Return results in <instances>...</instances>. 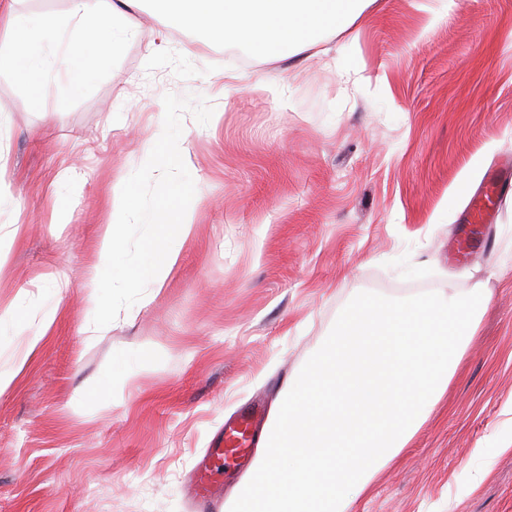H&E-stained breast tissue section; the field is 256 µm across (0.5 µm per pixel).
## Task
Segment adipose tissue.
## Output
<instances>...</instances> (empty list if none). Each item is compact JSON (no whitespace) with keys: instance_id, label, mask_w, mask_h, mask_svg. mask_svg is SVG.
<instances>
[{"instance_id":"ef3b65f1","label":"adipose tissue","mask_w":512,"mask_h":512,"mask_svg":"<svg viewBox=\"0 0 512 512\" xmlns=\"http://www.w3.org/2000/svg\"><path fill=\"white\" fill-rule=\"evenodd\" d=\"M142 0H69L62 18L24 10L20 0H0V70L10 71L31 101H38L46 81L65 69L70 84H84L112 58L138 39L140 25L130 15ZM159 22L176 19L204 40L224 43L242 39L259 48H284L290 56L312 51L326 30L346 31L361 20L376 0H150ZM133 202L124 182L112 187L111 218L101 235L94 271L82 290L85 315L102 320L115 285L148 278L162 289L178 266L183 245L195 232V212L183 210L176 223L160 214L143 212L147 240L158 255L143 256L137 268L119 263L124 217ZM55 310H47L38 331L28 336L12 364L0 369V395L10 390L27 369L53 325Z\"/></svg>"}]
</instances>
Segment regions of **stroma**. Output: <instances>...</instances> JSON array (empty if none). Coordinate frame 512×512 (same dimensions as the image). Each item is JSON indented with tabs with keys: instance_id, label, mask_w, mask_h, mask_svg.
Wrapping results in <instances>:
<instances>
[{
	"instance_id": "35a3bbf8",
	"label": "stroma",
	"mask_w": 512,
	"mask_h": 512,
	"mask_svg": "<svg viewBox=\"0 0 512 512\" xmlns=\"http://www.w3.org/2000/svg\"><path fill=\"white\" fill-rule=\"evenodd\" d=\"M456 2L435 21L433 0H379L328 40V67L178 23L151 56L159 24L143 10L140 37L81 89L51 77L35 105L0 73L15 189L0 305L17 303L27 335L58 310L0 395V512H192L184 484L225 422L274 403L357 293L479 282L490 303L445 396L350 512H512V450H498L512 433V197L476 227L486 252L458 231L488 170L512 163V0ZM230 67L245 78L228 88ZM145 146L189 148L195 166L144 171ZM121 178L166 223L194 206L197 234L160 293L114 288L98 332L81 290ZM57 204L69 223H53ZM127 357L132 379L69 407Z\"/></svg>"
}]
</instances>
